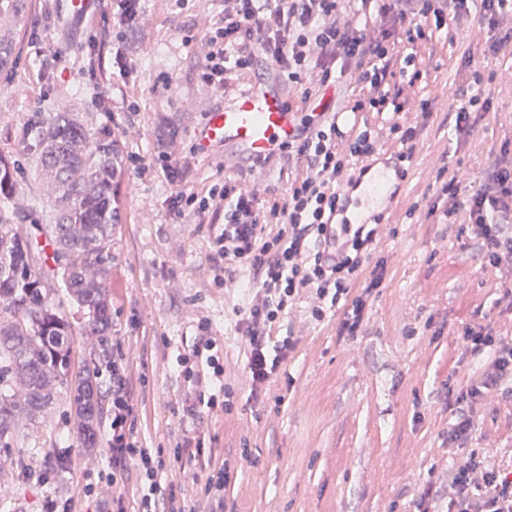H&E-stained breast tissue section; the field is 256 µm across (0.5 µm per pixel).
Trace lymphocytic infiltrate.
<instances>
[{"label": "lymphocytic infiltrate", "instance_id": "1", "mask_svg": "<svg viewBox=\"0 0 512 512\" xmlns=\"http://www.w3.org/2000/svg\"><path fill=\"white\" fill-rule=\"evenodd\" d=\"M221 25L206 35L203 79L226 95H234L241 78L261 77L272 70L287 84L301 109V127L295 139L272 156L250 161L260 176L249 185L225 180L222 189L207 196L179 190L177 200L193 203L198 213L220 210L224 228L214 239L224 264V283L236 284L238 270H248L247 306L240 321L248 355L246 372L251 392L266 391L294 348L292 337L273 339L272 330L296 301L307 300L313 317L324 315L327 303L351 296L366 257L380 238L377 224L344 227V245L329 247L328 226L341 202L340 194L369 159L386 153L388 144L398 154L412 157L423 122L431 116L430 103L417 99L415 76L408 69L415 59L410 48L438 36L454 40L449 12L475 13L478 27L498 28L512 12V0H223ZM464 85L448 106L460 137L473 133L478 111H490V82L463 60ZM355 87L358 94L349 114L336 111L309 115L326 91ZM419 121H407L410 110ZM372 112L374 124L359 122L358 113ZM288 171L281 188L262 178L274 167ZM437 197L420 210L427 222L464 215L470 231L492 268L512 267V160H498L485 169L482 183L463 192L457 172L441 166ZM386 274L377 262L362 288L351 296V309L339 327L340 335L361 329L367 297L379 288ZM465 352L490 353L479 382L456 396L455 423L448 441L464 447L473 427L472 406L486 399L506 377H512V339L497 334L491 325L466 326ZM211 338L201 337L191 354L177 364L185 376L204 385L208 408L230 396L224 383V362L214 353ZM129 394L120 366L112 368V469L105 479L123 484L128 466L144 479L138 512H187L178 504L172 486L158 479L164 470L184 469L186 446H177L169 459L138 445L127 425ZM448 512H512V471L469 458L448 478Z\"/></svg>", "mask_w": 512, "mask_h": 512}]
</instances>
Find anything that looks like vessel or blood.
I'll return each mask as SVG.
<instances>
[{
	"instance_id": "b4317fda",
	"label": "vessel or blood",
	"mask_w": 512,
	"mask_h": 512,
	"mask_svg": "<svg viewBox=\"0 0 512 512\" xmlns=\"http://www.w3.org/2000/svg\"><path fill=\"white\" fill-rule=\"evenodd\" d=\"M298 114L275 86L255 83L224 108L207 114L201 137L217 148L233 147L247 159L260 160L292 141ZM406 160L384 158L368 166L354 186L343 189L335 213L339 224H378L404 187Z\"/></svg>"
}]
</instances>
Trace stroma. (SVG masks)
Here are the masks:
<instances>
[{
  "instance_id": "35a3bbf8",
  "label": "stroma",
  "mask_w": 512,
  "mask_h": 512,
  "mask_svg": "<svg viewBox=\"0 0 512 512\" xmlns=\"http://www.w3.org/2000/svg\"><path fill=\"white\" fill-rule=\"evenodd\" d=\"M119 0L66 16L60 0H30L15 59L0 71V156L15 164V191L0 199L13 223L30 221L45 189L31 152L39 124L61 112L117 139L124 158L112 239V329L108 348L120 359L131 412L128 426L143 447L168 457L177 443L203 439L204 453L184 472L162 474L177 499L205 512L208 479L229 464L224 512H414L428 483L448 508V476L469 457L512 465V384L477 404L465 447L448 445V406L482 373L487 354L466 355L464 327L491 324L512 336V305L503 280L486 267L464 224H418L414 205L436 193L440 166L459 170L467 189L512 141V84L497 85L491 111L468 138L448 116L462 56L481 72L512 71V48L485 54L494 30L455 21L460 38L416 48L417 85L433 115L418 145L401 198L366 260H386L381 288L367 302L362 330L337 333L350 307L341 298L322 319L305 302L276 325L295 347L265 395L252 397L239 330L241 290L215 279L220 257L210 243L224 216L198 218L174 203L180 188L207 192L225 178L252 181L242 157L203 151L198 132L223 91L201 81V41L220 15L218 0H140L134 23L119 22ZM209 334L224 356L230 411L185 410L192 385L179 354ZM94 454L81 448L66 393L34 420L0 438V512H105L112 490L98 480L112 463V415L104 413ZM67 467L57 470V458ZM95 489L88 497L87 489Z\"/></svg>"
}]
</instances>
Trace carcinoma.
Returning a JSON list of instances; mask_svg holds the SVG:
<instances>
[{"mask_svg": "<svg viewBox=\"0 0 512 512\" xmlns=\"http://www.w3.org/2000/svg\"><path fill=\"white\" fill-rule=\"evenodd\" d=\"M28 0H0V69L12 62L14 37L26 21ZM36 157L49 209L31 208L27 225L0 215V438L21 417L69 392L82 447L95 448L107 393L99 368L71 364L72 326L55 307L57 288L83 309L84 329L106 342L112 328V235L120 223L115 201L122 160L117 140L92 133L58 114L38 132ZM14 190L10 163L0 157V195Z\"/></svg>", "mask_w": 512, "mask_h": 512, "instance_id": "obj_1", "label": "carcinoma"}]
</instances>
